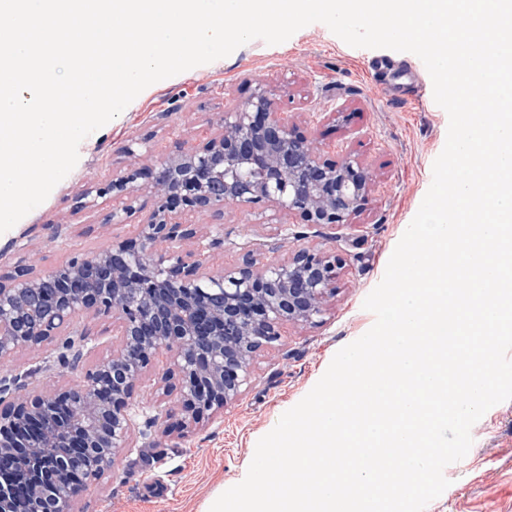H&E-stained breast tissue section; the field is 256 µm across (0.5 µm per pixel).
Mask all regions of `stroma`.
I'll use <instances>...</instances> for the list:
<instances>
[{"label": "stroma", "mask_w": 512, "mask_h": 512, "mask_svg": "<svg viewBox=\"0 0 512 512\" xmlns=\"http://www.w3.org/2000/svg\"><path fill=\"white\" fill-rule=\"evenodd\" d=\"M375 55V50L349 46L316 22L283 43L255 39L227 57L156 82L85 138L74 169L42 204L0 234V270L5 272L42 273L72 256L90 257L137 239L153 206L147 191H139L135 214L107 225L105 215L122 209L123 199L107 195L81 209L77 203L84 190L108 183L121 170L152 168L170 155L202 148L218 132L225 109L247 99L257 82L277 94L289 92L286 111L325 158L356 153L375 177L369 207L354 229L303 224L270 206L225 207L224 247L202 255L204 269L234 267L249 249L271 264L295 249L318 247L345 259L336 292L314 322L284 326L280 341L259 356L239 402L221 415L204 414L189 429L180 427L185 413L177 378L169 371L167 354H159L133 396L145 416H158L159 434L138 439L136 448L75 500L73 512H208L217 495L244 479L258 440L314 387L336 352L373 326L375 316L363 302L383 278L430 188L449 123L415 54H390L394 63L415 69L399 97L372 77L369 61ZM72 328L90 333L80 368L58 364L57 345L51 342L0 360V379L32 372L39 393L78 387L84 369L109 357L112 322L79 317ZM471 436L465 458L444 469L449 487L425 512H512V400L489 409Z\"/></svg>", "instance_id": "obj_1"}]
</instances>
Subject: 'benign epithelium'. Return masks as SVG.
Returning a JSON list of instances; mask_svg holds the SVG:
<instances>
[{"mask_svg": "<svg viewBox=\"0 0 512 512\" xmlns=\"http://www.w3.org/2000/svg\"><path fill=\"white\" fill-rule=\"evenodd\" d=\"M373 182L355 154L324 158L259 83L224 111L221 130L202 149L87 188L85 199L127 197V215L136 212L141 189L154 207L134 243L73 256L44 273L0 272V360L53 341L80 313L112 319L119 340L76 389L22 397L26 384L0 380V512H72L87 484L133 447L134 387L160 351L170 353L182 406L196 421L203 410L222 412L240 400L257 355L280 340L284 324L324 313L344 265L340 255L299 248L263 264L248 250L240 264L211 275L189 255L158 252L163 242L196 237L176 221L177 211L222 217L229 204L270 205L304 224L349 227L366 209ZM223 244L219 226L198 239V253Z\"/></svg>", "mask_w": 512, "mask_h": 512, "instance_id": "7a95c632", "label": "benign epithelium"}]
</instances>
